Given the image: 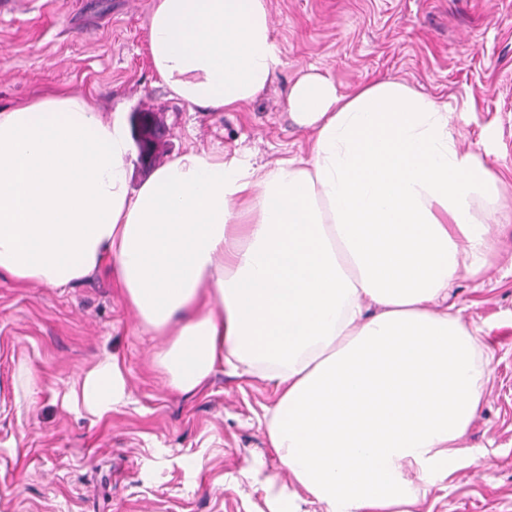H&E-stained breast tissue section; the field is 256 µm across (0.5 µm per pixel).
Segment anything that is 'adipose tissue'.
Instances as JSON below:
<instances>
[{"label":"adipose tissue","mask_w":512,"mask_h":512,"mask_svg":"<svg viewBox=\"0 0 512 512\" xmlns=\"http://www.w3.org/2000/svg\"><path fill=\"white\" fill-rule=\"evenodd\" d=\"M154 74L185 103L233 112L285 67L268 0H153ZM288 106L305 151L261 171L189 150L138 191L121 110L63 94L0 109V275L67 288L99 270L188 394L213 374L271 380L270 448L291 492L275 512H414L473 457L493 373L482 330L448 303L492 265L512 187L459 142L461 112L406 83L341 93L305 73ZM67 403L132 402L116 355Z\"/></svg>","instance_id":"1"}]
</instances>
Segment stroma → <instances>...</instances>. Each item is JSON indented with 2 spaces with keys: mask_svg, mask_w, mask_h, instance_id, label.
I'll use <instances>...</instances> for the list:
<instances>
[{
  "mask_svg": "<svg viewBox=\"0 0 512 512\" xmlns=\"http://www.w3.org/2000/svg\"><path fill=\"white\" fill-rule=\"evenodd\" d=\"M152 0H5L0 5V108L59 89L153 113L156 164L195 148L236 151L274 166L303 150L289 80L310 68L345 91L376 80L407 83L466 113L464 145L489 151L512 181V0H269L286 67L256 100L207 112L172 97L148 59ZM463 307L494 352V376L462 461L421 512H512V223L491 269L460 279ZM164 337L143 327L107 271L80 284L21 286L0 276V512H271L286 495L267 444L271 382L231 371L201 389L165 388L153 369ZM122 361L133 402L97 419L61 395L104 354ZM36 372V391L25 385ZM261 457L270 491L243 474Z\"/></svg>",
  "mask_w": 512,
  "mask_h": 512,
  "instance_id": "stroma-1",
  "label": "stroma"
}]
</instances>
